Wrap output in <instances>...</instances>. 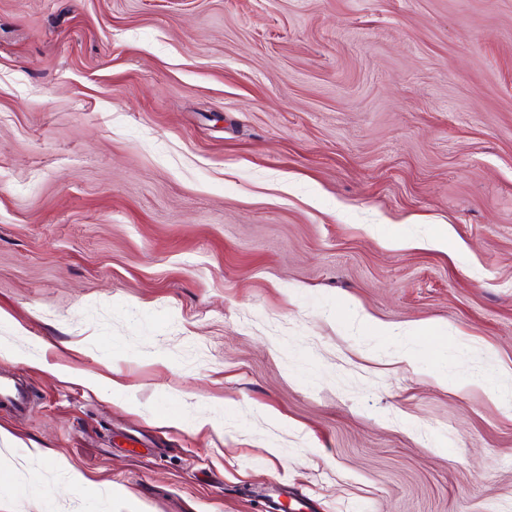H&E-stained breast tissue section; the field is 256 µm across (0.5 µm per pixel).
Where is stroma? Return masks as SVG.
<instances>
[{"label":"stroma","mask_w":512,"mask_h":512,"mask_svg":"<svg viewBox=\"0 0 512 512\" xmlns=\"http://www.w3.org/2000/svg\"><path fill=\"white\" fill-rule=\"evenodd\" d=\"M0 374V512H512V0H0Z\"/></svg>","instance_id":"stroma-1"}]
</instances>
